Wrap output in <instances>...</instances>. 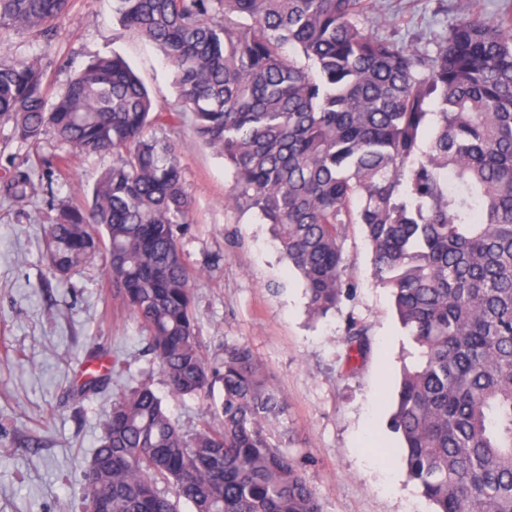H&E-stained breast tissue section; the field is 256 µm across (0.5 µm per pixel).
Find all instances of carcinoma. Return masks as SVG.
Wrapping results in <instances>:
<instances>
[{
  "mask_svg": "<svg viewBox=\"0 0 512 512\" xmlns=\"http://www.w3.org/2000/svg\"><path fill=\"white\" fill-rule=\"evenodd\" d=\"M72 0H0L6 32L53 37ZM372 0H112L116 22L173 68L182 111L157 110L121 57L86 62L56 94L40 55L0 51V122L112 153L83 205L58 208L52 274L104 259L170 395L209 398L191 433L143 383L113 403L84 472L85 512H324L274 438L286 405L252 350L209 364L194 323L181 235L195 223L180 146L156 136L190 112L199 144L233 174L226 203L254 212L300 277L312 315L354 296L345 244L362 227L374 277L413 351L388 427L432 512H512V0L458 13L432 42L369 30ZM64 156L39 166L48 182ZM35 167L14 164L20 202ZM350 369L368 328H345Z\"/></svg>",
  "mask_w": 512,
  "mask_h": 512,
  "instance_id": "obj_1",
  "label": "carcinoma"
}]
</instances>
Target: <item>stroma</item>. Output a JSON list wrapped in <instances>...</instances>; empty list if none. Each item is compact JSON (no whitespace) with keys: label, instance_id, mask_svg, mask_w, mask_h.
I'll return each instance as SVG.
<instances>
[{"label":"stroma","instance_id":"1","mask_svg":"<svg viewBox=\"0 0 512 512\" xmlns=\"http://www.w3.org/2000/svg\"><path fill=\"white\" fill-rule=\"evenodd\" d=\"M498 0H378L373 33L428 41L459 11L491 14ZM52 42L28 34L7 39L15 57L44 56L48 79L60 86L95 56L117 53L134 68L158 108L178 106L174 74L158 49L124 31L112 0H72ZM191 113L157 134L179 143L195 222L181 239L194 285L196 333L209 362L225 346L248 345L287 404L277 426L306 470L324 512H431L400 463L399 443L378 409L380 393L395 394L410 345L374 277L360 226L345 245L353 300L326 317H312L301 281L268 225L225 206L233 178L222 157L199 145ZM70 154L62 179L36 181L28 203L0 200V512H83V470L99 445L112 404L139 383L151 384L170 416L187 431L212 418L215 399L174 398L144 354V333L112 296L101 259L56 279L45 259L50 202L85 200L113 157L71 153L45 136L33 145L0 123V176L10 160ZM369 329L371 348L349 367L345 325ZM117 369L99 393L77 389L98 364Z\"/></svg>","mask_w":512,"mask_h":512}]
</instances>
